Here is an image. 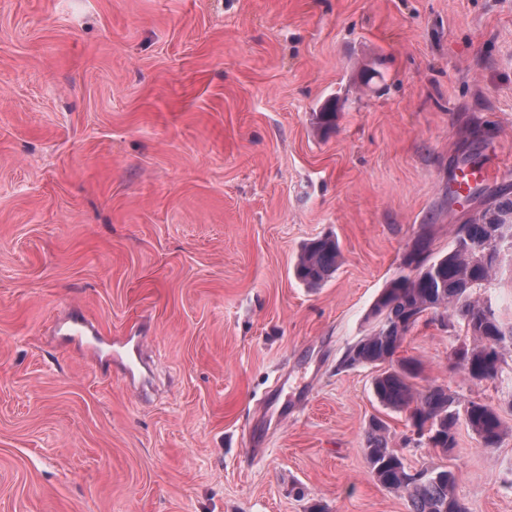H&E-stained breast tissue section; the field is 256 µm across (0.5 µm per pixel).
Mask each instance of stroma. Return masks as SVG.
Returning <instances> with one entry per match:
<instances>
[{
    "label": "stroma",
    "mask_w": 512,
    "mask_h": 512,
    "mask_svg": "<svg viewBox=\"0 0 512 512\" xmlns=\"http://www.w3.org/2000/svg\"><path fill=\"white\" fill-rule=\"evenodd\" d=\"M504 190L512 0H0V512H408L374 418L468 512H512V349L473 383L425 317L396 353L494 406V448L412 444L376 367L341 365L415 239L446 252ZM79 316L141 342L144 389ZM341 258L337 239L323 237L304 245L296 256L295 276L307 286H318L332 276Z\"/></svg>",
    "instance_id": "obj_1"
}]
</instances>
